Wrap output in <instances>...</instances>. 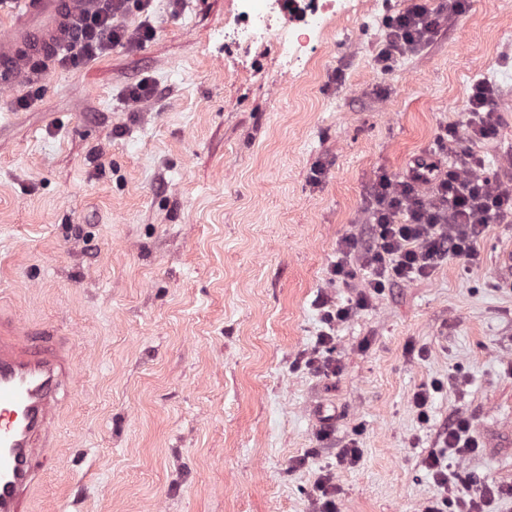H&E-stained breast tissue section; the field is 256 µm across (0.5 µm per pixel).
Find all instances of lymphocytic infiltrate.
Here are the masks:
<instances>
[{
    "label": "lymphocytic infiltrate",
    "mask_w": 512,
    "mask_h": 512,
    "mask_svg": "<svg viewBox=\"0 0 512 512\" xmlns=\"http://www.w3.org/2000/svg\"><path fill=\"white\" fill-rule=\"evenodd\" d=\"M132 2L142 12L149 7V0H86L69 27V62L77 65L114 46L139 47L151 40L154 27L150 22L134 30L122 24L121 18ZM440 24L438 14L422 0H412L392 22L379 62L388 65L395 55L426 43ZM494 97L492 85L475 83L465 133L451 126L441 129L436 149L448 157L446 170L432 175L427 165L418 162L402 179L379 177L366 211L365 237L345 238L330 269L333 277L346 279L352 275L351 264H359L369 272L366 290L343 305L321 300L326 329L318 336L317 353L307 359V366L326 368L323 355L331 350L332 327L365 305L369 293H380L389 283L429 276L450 258L477 263L480 255L476 244L488 225L512 219V178L484 176V160L472 147L473 142L489 139L496 131L499 115ZM465 138L470 141L466 147L461 144ZM425 463L438 486H450L455 491L454 497L432 501L425 512H484L492 498L512 494L510 485L475 491L470 478L449 473L436 452H429Z\"/></svg>",
    "instance_id": "f902f5d3"
}]
</instances>
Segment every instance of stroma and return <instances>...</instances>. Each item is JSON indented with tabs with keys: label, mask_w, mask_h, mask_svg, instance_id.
<instances>
[{
	"label": "stroma",
	"mask_w": 512,
	"mask_h": 512,
	"mask_svg": "<svg viewBox=\"0 0 512 512\" xmlns=\"http://www.w3.org/2000/svg\"><path fill=\"white\" fill-rule=\"evenodd\" d=\"M447 2L385 70L411 0H355L293 66L225 42L235 0H153L152 41L0 92V305L75 360L32 512H315L325 469L338 512H423L443 494L423 460L459 416L481 448L449 470L512 485V223L479 263L372 295L335 329L336 372L303 363L319 299L366 277L328 270L372 183L463 127L472 85L512 59V0ZM143 79L158 94L132 101ZM495 94L475 149L507 176L512 84ZM411 2L390 25L385 48L378 57L383 68L389 67L395 55L429 41L441 24L439 13L428 9L423 1Z\"/></svg>",
	"instance_id": "1"
}]
</instances>
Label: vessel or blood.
I'll list each match as a JSON object with an SVG mask.
<instances>
[{"label":"vessel or blood","mask_w":512,"mask_h":512,"mask_svg":"<svg viewBox=\"0 0 512 512\" xmlns=\"http://www.w3.org/2000/svg\"><path fill=\"white\" fill-rule=\"evenodd\" d=\"M78 0H17L0 16V87L27 80L29 56L51 57L67 44ZM74 377L69 342L36 333L0 310V512H29L40 476L36 461L52 445L59 394Z\"/></svg>","instance_id":"vessel-or-blood-1"}]
</instances>
